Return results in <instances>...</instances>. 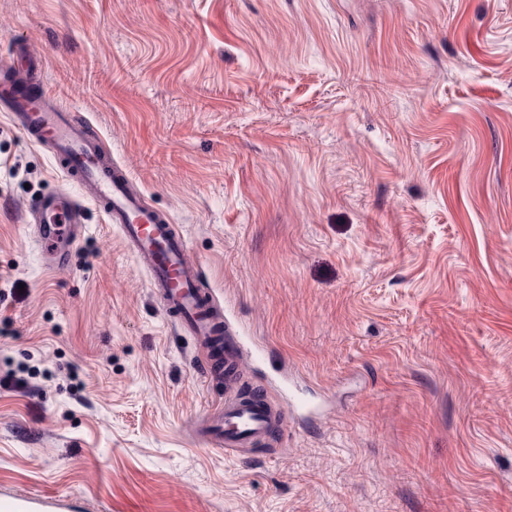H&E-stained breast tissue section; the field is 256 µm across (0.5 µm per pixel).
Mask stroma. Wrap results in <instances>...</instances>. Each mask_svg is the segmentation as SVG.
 <instances>
[{
  "label": "stroma",
  "mask_w": 512,
  "mask_h": 512,
  "mask_svg": "<svg viewBox=\"0 0 512 512\" xmlns=\"http://www.w3.org/2000/svg\"><path fill=\"white\" fill-rule=\"evenodd\" d=\"M20 45L263 347L235 386L312 410L207 444L206 344L95 207L44 264L28 208L66 181L0 112V498L512 512V0H0Z\"/></svg>",
  "instance_id": "1"
}]
</instances>
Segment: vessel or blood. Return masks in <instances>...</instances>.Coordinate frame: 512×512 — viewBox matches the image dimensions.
<instances>
[{"instance_id": "vessel-or-blood-1", "label": "vessel or blood", "mask_w": 512, "mask_h": 512, "mask_svg": "<svg viewBox=\"0 0 512 512\" xmlns=\"http://www.w3.org/2000/svg\"><path fill=\"white\" fill-rule=\"evenodd\" d=\"M39 79L38 66L26 61L0 67V110L10 113L34 143L50 144L60 171L79 189L75 195L65 190L44 195L32 209L47 264H64L81 234L86 205H94L106 223L117 226L149 271L165 312L180 328L210 344V367L236 363L241 347L236 340H224L223 317L202 291L201 271L186 261V244L168 216L131 191L128 174L84 119L61 110L47 90H34ZM274 421L264 395H233L225 398L223 410L205 433L217 448H246L263 439Z\"/></svg>"}]
</instances>
